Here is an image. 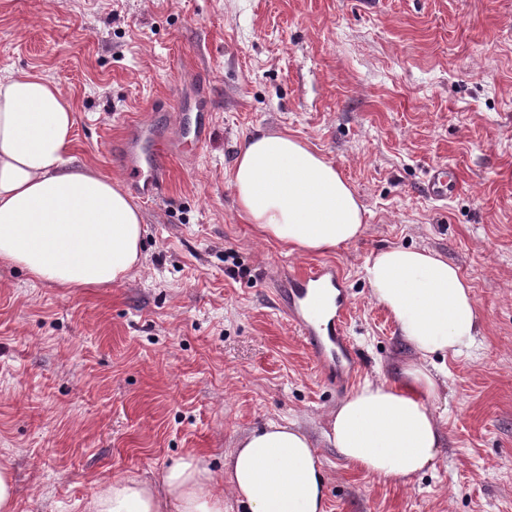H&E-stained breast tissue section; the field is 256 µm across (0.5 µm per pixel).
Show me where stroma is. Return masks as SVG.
Listing matches in <instances>:
<instances>
[{"label":"stroma","mask_w":512,"mask_h":512,"mask_svg":"<svg viewBox=\"0 0 512 512\" xmlns=\"http://www.w3.org/2000/svg\"><path fill=\"white\" fill-rule=\"evenodd\" d=\"M58 82L77 163L130 189L114 145L127 123L211 116L139 200L142 266L65 291L0 265V464L16 512H86L98 482L158 479L190 454L214 470L267 421L320 441L343 395L315 372L276 299L289 273L335 264L351 299L359 379L412 358L363 266L424 248L472 287L480 331L436 358L443 446L406 485L320 449L326 512H512V0H0V76ZM332 161L367 210L355 242L288 252L237 214L228 175L255 131ZM452 199L426 197L432 167ZM424 190L428 196L442 200L458 193L460 184L452 174H448L446 167H436L425 183Z\"/></svg>","instance_id":"1"}]
</instances>
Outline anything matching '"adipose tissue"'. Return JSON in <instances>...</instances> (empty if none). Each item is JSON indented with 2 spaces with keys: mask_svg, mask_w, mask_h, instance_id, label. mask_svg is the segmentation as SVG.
<instances>
[{
  "mask_svg": "<svg viewBox=\"0 0 512 512\" xmlns=\"http://www.w3.org/2000/svg\"><path fill=\"white\" fill-rule=\"evenodd\" d=\"M74 110L61 86L20 70L0 77V263L60 288L103 287L140 267L143 218L111 177L75 164ZM229 185L240 218L298 253H326L360 237L366 210L336 166L285 133H259L240 149ZM373 299L394 318L413 356L398 381L365 380L327 415L320 442L296 423H266L238 441L224 473L190 456L159 480L99 483L87 512H325L318 445L400 484L433 468L441 448L434 401L436 354L476 344L472 289L439 254L390 247L364 265Z\"/></svg>",
  "mask_w": 512,
  "mask_h": 512,
  "instance_id": "adipose-tissue-1",
  "label": "adipose tissue"
}]
</instances>
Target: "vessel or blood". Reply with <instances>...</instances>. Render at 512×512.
Wrapping results in <instances>:
<instances>
[{"label":"vessel or blood","instance_id":"vessel-or-blood-1","mask_svg":"<svg viewBox=\"0 0 512 512\" xmlns=\"http://www.w3.org/2000/svg\"><path fill=\"white\" fill-rule=\"evenodd\" d=\"M175 139L160 135L152 117L128 123L117 144L122 167L131 175L136 192L146 200L164 190L169 172L165 160L169 153L185 154L191 144L202 143L210 135V125L196 118L193 129L173 119ZM460 184L447 168H434L424 190L442 200L458 193ZM283 309L310 350L320 375L337 389H347L360 368V359L347 335L350 298L346 281L335 265L324 263L291 274L280 294Z\"/></svg>","mask_w":512,"mask_h":512}]
</instances>
